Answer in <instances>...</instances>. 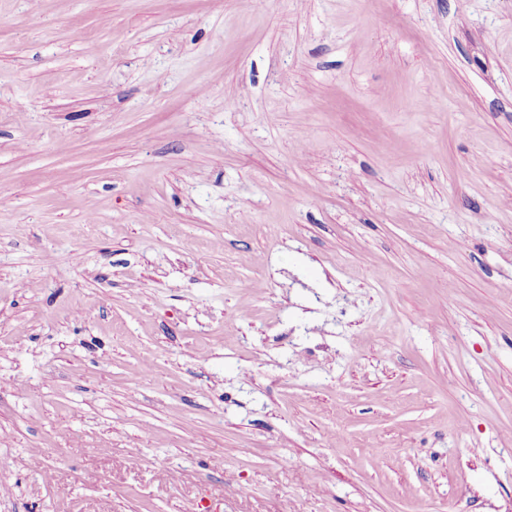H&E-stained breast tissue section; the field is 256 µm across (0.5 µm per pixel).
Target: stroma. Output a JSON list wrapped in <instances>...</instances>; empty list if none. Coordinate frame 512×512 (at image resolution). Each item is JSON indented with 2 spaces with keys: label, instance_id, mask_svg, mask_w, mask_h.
Instances as JSON below:
<instances>
[{
  "label": "stroma",
  "instance_id": "stroma-1",
  "mask_svg": "<svg viewBox=\"0 0 512 512\" xmlns=\"http://www.w3.org/2000/svg\"><path fill=\"white\" fill-rule=\"evenodd\" d=\"M1 455L0 512H512V0H0Z\"/></svg>",
  "mask_w": 512,
  "mask_h": 512
}]
</instances>
